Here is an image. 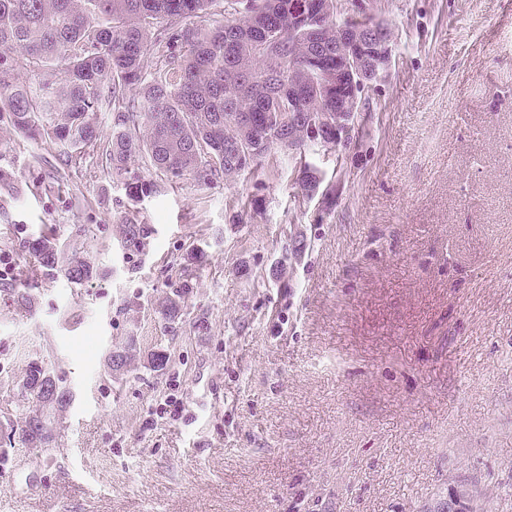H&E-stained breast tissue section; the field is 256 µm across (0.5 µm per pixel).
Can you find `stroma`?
<instances>
[{"mask_svg": "<svg viewBox=\"0 0 512 512\" xmlns=\"http://www.w3.org/2000/svg\"><path fill=\"white\" fill-rule=\"evenodd\" d=\"M364 5L391 67L349 134L230 180L144 168L134 200L0 113V512H429L459 484L512 512V0ZM42 235L96 277L41 267ZM131 337L164 370L112 375ZM34 362L73 394L45 449L11 431ZM149 237V228L134 221L119 224V238L123 249L131 255L143 252ZM185 294L186 291H184V288H181V290H176L172 294L159 299L157 303V313L164 323L165 328L171 330L176 329L182 316L181 310L185 303Z\"/></svg>", "mask_w": 512, "mask_h": 512, "instance_id": "1", "label": "stroma"}]
</instances>
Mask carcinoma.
<instances>
[{
  "label": "carcinoma",
  "mask_w": 512,
  "mask_h": 512,
  "mask_svg": "<svg viewBox=\"0 0 512 512\" xmlns=\"http://www.w3.org/2000/svg\"><path fill=\"white\" fill-rule=\"evenodd\" d=\"M214 0H0V112L12 115L13 127L36 138L51 135L70 148H95L97 115L112 113V135L105 151L112 175L124 181L133 199L152 190L130 169L140 157L149 167L173 178L189 177L202 185L238 176L224 164L230 139H263L262 125L228 126L232 112L265 115L288 111V56L305 60L311 53L336 51L333 0H318L329 11L326 26L311 38L297 30L291 0H229L240 16L210 28L195 22ZM38 70L39 84L19 81ZM304 103L314 110L336 109V97H323L306 86ZM149 228L129 221L119 225L123 249L137 255L146 247ZM28 251L41 267L64 271L76 284L96 269L73 256L62 260L54 238L33 240ZM184 290L159 299L157 313L176 329L185 303ZM31 365L21 389L27 406L20 441L47 448L51 437L35 430L32 407L58 406L68 391L56 380H42Z\"/></svg>",
  "instance_id": "obj_1"
}]
</instances>
